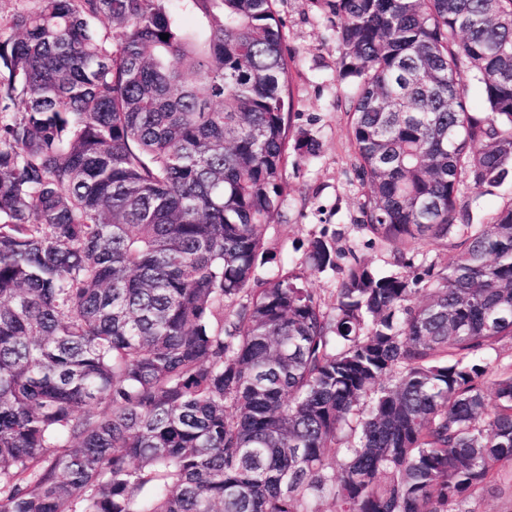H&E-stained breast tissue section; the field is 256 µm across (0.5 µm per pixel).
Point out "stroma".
Masks as SVG:
<instances>
[{"label":"stroma","mask_w":512,"mask_h":512,"mask_svg":"<svg viewBox=\"0 0 512 512\" xmlns=\"http://www.w3.org/2000/svg\"><path fill=\"white\" fill-rule=\"evenodd\" d=\"M292 58L291 131L307 130L320 144L316 157L290 156L283 174L281 209L267 242L284 262L299 261L311 234L340 233L341 249L379 268L391 260L387 245L371 242L354 221L362 201L349 137V86L337 79L339 53L330 23L316 0H277Z\"/></svg>","instance_id":"35a3bbf8"}]
</instances>
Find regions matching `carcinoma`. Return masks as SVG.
Segmentation results:
<instances>
[{"instance_id": "cac0c4a2", "label": "carcinoma", "mask_w": 512, "mask_h": 512, "mask_svg": "<svg viewBox=\"0 0 512 512\" xmlns=\"http://www.w3.org/2000/svg\"><path fill=\"white\" fill-rule=\"evenodd\" d=\"M33 2L0 23V512H463L512 470V199L465 193L512 173V0H318L393 266L315 234L329 298L257 277L319 152L275 0ZM493 195L480 196V206L475 210L474 220L476 223H485L489 214L497 207L503 198L512 197V177H509L497 188L493 189ZM406 250L409 254H416L426 252L428 253L429 260L436 264L437 269H445L451 263L455 256V251L448 244V246H424L415 245L407 246Z\"/></svg>"}]
</instances>
